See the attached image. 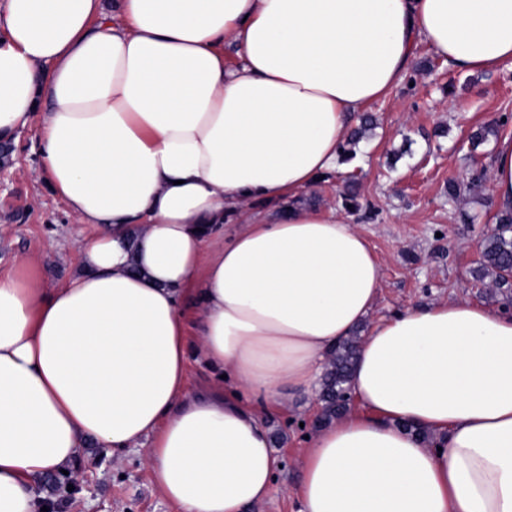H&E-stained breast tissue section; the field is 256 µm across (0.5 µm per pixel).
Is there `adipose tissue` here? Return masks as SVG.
I'll return each mask as SVG.
<instances>
[{
  "instance_id": "obj_1",
  "label": "adipose tissue",
  "mask_w": 512,
  "mask_h": 512,
  "mask_svg": "<svg viewBox=\"0 0 512 512\" xmlns=\"http://www.w3.org/2000/svg\"><path fill=\"white\" fill-rule=\"evenodd\" d=\"M112 8L122 25L103 0L0 11V138L42 112L43 174L96 229L62 285L0 276V512H41L36 478L91 442L144 447L178 512H243L275 487L262 412L315 393L380 289L368 239L297 192L341 170L419 44L468 72L512 61V0ZM490 187L512 208L510 137ZM194 356L218 388L189 390ZM351 387L358 411L303 457L301 512H512L511 315L399 311L362 337Z\"/></svg>"
}]
</instances>
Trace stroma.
Wrapping results in <instances>:
<instances>
[{
  "label": "stroma",
  "instance_id": "1",
  "mask_svg": "<svg viewBox=\"0 0 512 512\" xmlns=\"http://www.w3.org/2000/svg\"><path fill=\"white\" fill-rule=\"evenodd\" d=\"M374 130L357 150L359 211L348 213L374 248L381 285L370 315L379 320L409 307L469 301L512 314V291L488 287L478 277L481 245L496 224L497 201L489 170L498 138L512 135V61L468 73L434 60L419 44L404 80L385 100L366 108ZM486 129L478 149L469 137ZM41 117L9 139V165L0 168V273L20 261L46 285L74 270L75 241L94 235L79 224L41 172ZM461 186L448 199L449 181ZM320 395L291 413L271 407L263 414L278 456L275 489L245 512H299L301 463L315 423ZM79 478L51 474L37 483L56 512H175L152 484L142 450L119 456L83 449Z\"/></svg>",
  "mask_w": 512,
  "mask_h": 512
}]
</instances>
